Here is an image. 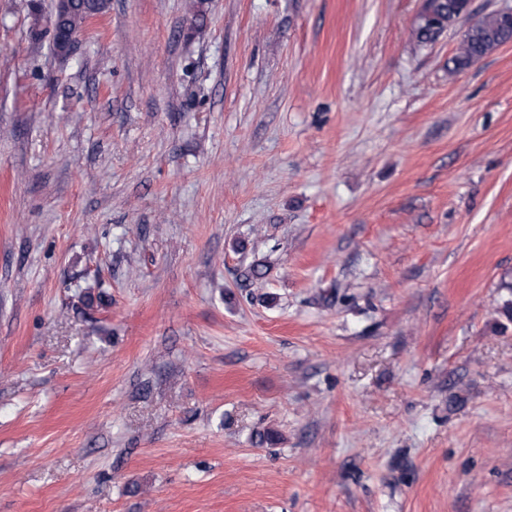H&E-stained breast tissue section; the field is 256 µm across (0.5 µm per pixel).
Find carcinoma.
<instances>
[{"instance_id":"1","label":"carcinoma","mask_w":512,"mask_h":512,"mask_svg":"<svg viewBox=\"0 0 512 512\" xmlns=\"http://www.w3.org/2000/svg\"><path fill=\"white\" fill-rule=\"evenodd\" d=\"M467 0H425L424 9L434 17L453 20L465 12ZM54 12L65 16L66 27L78 33L93 13L69 7L65 0L55 3ZM417 42H435L442 31L430 22L414 27ZM512 42V20L499 12L489 13L468 28L462 35L456 54L448 60V72L453 73L471 66L496 47Z\"/></svg>"}]
</instances>
